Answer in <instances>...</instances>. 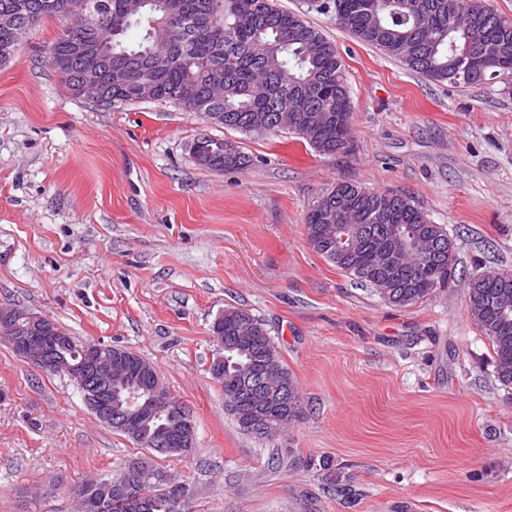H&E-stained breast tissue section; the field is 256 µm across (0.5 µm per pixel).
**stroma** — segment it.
Here are the masks:
<instances>
[{
	"label": "stroma",
	"mask_w": 512,
	"mask_h": 512,
	"mask_svg": "<svg viewBox=\"0 0 512 512\" xmlns=\"http://www.w3.org/2000/svg\"><path fill=\"white\" fill-rule=\"evenodd\" d=\"M308 20L346 66L344 155L76 98L48 62L61 22L31 30L0 65V305L154 365L195 422L187 455L154 458L189 512H512V388L467 314L470 276L512 271V76L439 83ZM204 136L249 166H199ZM339 182L412 196L455 243L454 282L396 307L313 251L307 212ZM227 307L266 323L301 395L270 442L210 374ZM142 453L0 339V512H73L74 485Z\"/></svg>",
	"instance_id": "1"
}]
</instances>
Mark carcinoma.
Segmentation results:
<instances>
[{
    "instance_id": "1",
    "label": "carcinoma",
    "mask_w": 512,
    "mask_h": 512,
    "mask_svg": "<svg viewBox=\"0 0 512 512\" xmlns=\"http://www.w3.org/2000/svg\"><path fill=\"white\" fill-rule=\"evenodd\" d=\"M306 11L332 17L362 43L398 59L407 68L437 82L467 64L473 85L512 74V18L484 0H303ZM125 0H0L20 26L32 30L46 18L76 24L112 46L100 61L112 78V106L165 101L186 112L213 119L246 134L280 131L290 112L298 123L307 110L326 115L322 130L293 132L322 155L347 153L351 145L352 105L343 60L336 47L301 13L280 9L275 0H148L139 18L126 14ZM144 30L135 47L123 37L133 26ZM69 30L49 47L70 67L59 71L61 83L77 94L74 74L82 60L71 54ZM198 144L207 169H242L250 159L239 146L233 157L226 141L202 137ZM351 226L355 255H332L321 235L329 226ZM312 249L356 282L370 286L386 302L407 307L422 301L448 279L452 239L440 224L406 195L370 191L342 182L310 207L305 224ZM468 315L489 339L496 377L512 387V279L467 285ZM215 338L224 340L222 376L216 378L230 415L244 432L270 439L250 427L265 420L280 433L301 412V397L282 365L266 324L249 311L228 307L215 318ZM90 341L68 337L61 356L76 364ZM178 421L167 412L135 419L139 433L114 424L112 429L150 449V440ZM162 472L143 456L127 460L116 473L84 483L85 512H174L173 502L186 486L166 497L149 495L148 484Z\"/></svg>"
}]
</instances>
